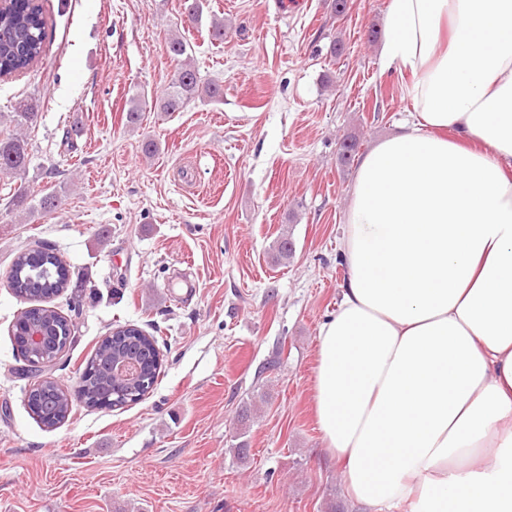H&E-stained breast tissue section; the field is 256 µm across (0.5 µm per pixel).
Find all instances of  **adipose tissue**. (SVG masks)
<instances>
[{
    "label": "adipose tissue",
    "instance_id": "obj_1",
    "mask_svg": "<svg viewBox=\"0 0 512 512\" xmlns=\"http://www.w3.org/2000/svg\"><path fill=\"white\" fill-rule=\"evenodd\" d=\"M415 121L359 160L312 391L366 512H512V0H390Z\"/></svg>",
    "mask_w": 512,
    "mask_h": 512
}]
</instances>
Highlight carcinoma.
Instances as JSON below:
<instances>
[{
	"label": "carcinoma",
	"mask_w": 512,
	"mask_h": 512,
	"mask_svg": "<svg viewBox=\"0 0 512 512\" xmlns=\"http://www.w3.org/2000/svg\"><path fill=\"white\" fill-rule=\"evenodd\" d=\"M45 18L40 4L35 0H10L9 6L0 11V75L10 76L27 70L38 61L43 52ZM167 54L177 62L170 85L157 101L163 112H179L196 99L219 100L224 91L218 85L200 83L192 64L190 46L179 34H170L165 41ZM38 116V101L21 100L13 115L15 131L0 139V173L19 175L29 164L24 127ZM60 203L56 191L43 194L29 213L54 211ZM276 262L288 263L293 257V243L283 236L273 245ZM70 286V271L66 263L53 250L36 246L20 251L14 258L9 272V288L18 297L37 301L39 305L26 310L25 323L14 327L13 341L16 349L39 362L55 357L71 345L75 325L47 305L65 288ZM39 324L49 330L53 346L41 354L27 347L26 324ZM136 358L144 366L145 374L156 384L161 371L158 338L147 337L142 329L132 325H118L115 332L104 337L80 372V382L75 392L61 387L52 378L35 381L28 390L27 407L31 415L44 427L54 428L69 416L74 402L89 408L108 402L124 407L141 400L143 393L111 374L113 354L116 352Z\"/></svg>",
	"instance_id": "cac0c4a2"
}]
</instances>
